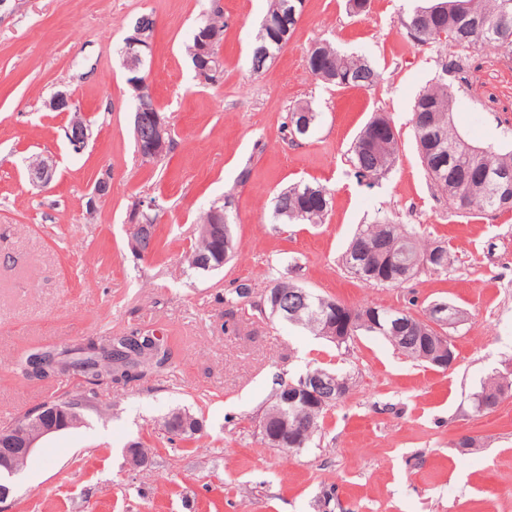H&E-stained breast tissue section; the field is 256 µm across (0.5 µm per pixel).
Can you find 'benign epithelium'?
<instances>
[{
    "label": "benign epithelium",
    "mask_w": 512,
    "mask_h": 512,
    "mask_svg": "<svg viewBox=\"0 0 512 512\" xmlns=\"http://www.w3.org/2000/svg\"><path fill=\"white\" fill-rule=\"evenodd\" d=\"M151 52V38L146 36V28L138 26L125 37L122 48L123 67L130 75L128 85L133 92L136 101L134 127L139 142L138 153L142 159H151L164 154L168 150L172 132L170 125L161 112H152L149 102L155 101L148 81L142 75L146 59ZM45 106L52 112H73L77 110L74 98L64 92L55 93L45 102ZM70 145L81 150L92 136L90 126L84 119L71 121L66 130ZM30 181L35 186L45 187L49 185L55 174L54 165L44 157H39L37 163L28 167ZM110 191V174L105 172L94 185L93 195L88 198L86 206L92 210L96 201L107 196ZM155 208V203L150 201L147 205L141 204L133 208L129 215L131 228L139 231V235L129 239L131 248L139 253H144L142 240L149 231V226L143 217L147 216L146 210ZM346 307L335 304L326 314V326L324 338L333 343L345 340V337L336 335V317L345 314ZM428 324L432 336L428 337L423 359L435 367L446 369L455 360L453 346L444 329L450 326L447 307L435 304L428 309ZM345 396L342 382L331 373H312L302 378L301 382L291 384L287 388V397L290 402L299 403L306 408L310 405L325 407ZM77 424L73 409L68 402L60 400L46 403L35 409L25 418L15 423L6 436L0 435V471L5 470L13 476L21 469V462L28 459L39 443L62 430L71 428ZM288 426H280L273 422L269 416L263 423V437L271 446H279L283 443V432Z\"/></svg>",
    "instance_id": "1"
}]
</instances>
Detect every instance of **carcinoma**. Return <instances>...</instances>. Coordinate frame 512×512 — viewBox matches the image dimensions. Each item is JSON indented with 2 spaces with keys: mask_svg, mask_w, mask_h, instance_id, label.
<instances>
[{
  "mask_svg": "<svg viewBox=\"0 0 512 512\" xmlns=\"http://www.w3.org/2000/svg\"><path fill=\"white\" fill-rule=\"evenodd\" d=\"M304 0H270L255 37L251 68L259 74L267 69L290 40L300 16ZM200 26L216 37L213 55H218L224 31L222 10L217 8ZM407 37L417 45L439 43L446 47L440 58L444 78L420 93L414 103L411 123L425 172L436 192L448 200V209L462 215H482L512 208V196L500 194L494 185L495 175L512 174V125L497 115H484V123L493 134L485 141H474L458 129L453 115L465 99L469 73L475 54L491 50L512 62V0H427L413 6L402 19ZM445 37H440V34ZM308 69L314 78L345 88L373 87L380 74L369 62L339 52L330 42L313 46L308 56ZM318 115L306 103H299L290 112L291 133L307 137ZM393 122L384 112L375 114L358 133L351 145L355 174L373 184L396 163L398 135ZM330 208L326 188L312 183L294 184L276 197L274 218L279 224H321ZM224 213V235L214 239L216 212ZM235 241L228 203L212 205L200 216L197 237L192 243L187 262L192 269L208 273L224 266L233 257ZM345 267L359 280L377 283L370 272H379L391 265V285L412 279L419 270L439 272L448 267L451 254L437 242H429L419 234L387 219L363 225L350 241L344 256ZM274 288L288 297V308L282 320L300 325L315 335L321 333V314L336 300L313 292L302 300L296 292L302 287L281 279ZM374 309L370 304L350 309L354 323L347 341L360 332L387 338L399 351L419 359L418 347L424 345L428 325L424 318L406 315L411 326L401 324L402 312L379 308L377 319L366 317ZM100 351H88L84 343L45 345L43 349L59 357L65 365L83 369L92 386L103 383L124 384L147 373L162 369L172 358L168 337L157 338L149 332L133 330L110 336L98 343ZM502 382L492 378L473 394V409L496 398ZM281 415L293 426L299 404L288 402L284 389L275 392ZM187 411H175L164 422L167 433L174 437L193 438L200 423H188Z\"/></svg>",
  "mask_w": 512,
  "mask_h": 512,
  "instance_id": "carcinoma-1",
  "label": "carcinoma"
}]
</instances>
